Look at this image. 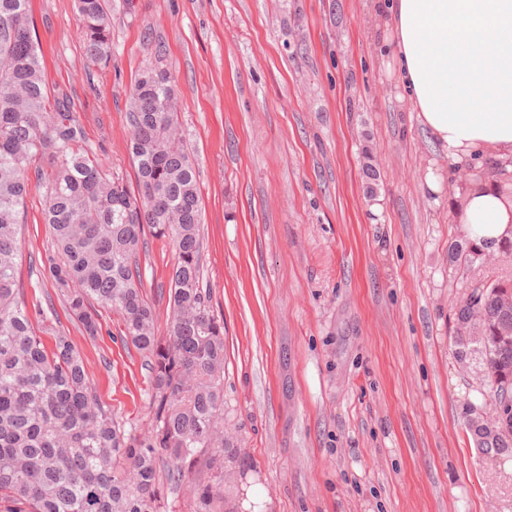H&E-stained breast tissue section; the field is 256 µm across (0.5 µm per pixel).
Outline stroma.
I'll list each match as a JSON object with an SVG mask.
<instances>
[{
	"label": "stroma",
	"mask_w": 512,
	"mask_h": 512,
	"mask_svg": "<svg viewBox=\"0 0 512 512\" xmlns=\"http://www.w3.org/2000/svg\"><path fill=\"white\" fill-rule=\"evenodd\" d=\"M388 0H112V61L85 56L75 0H31L52 97L107 172L135 186L127 118L140 68L162 60L202 201L203 284L224 321V425L237 455L227 508L246 512H512V459L478 453L462 417L484 407L485 368L458 358L454 308L473 272L454 172L387 62ZM380 175L368 197L362 150ZM45 189L31 182L20 297L69 337L126 434L154 424L149 357L98 310L86 334L46 263ZM144 291L168 316L172 242L145 231Z\"/></svg>",
	"instance_id": "stroma-1"
}]
</instances>
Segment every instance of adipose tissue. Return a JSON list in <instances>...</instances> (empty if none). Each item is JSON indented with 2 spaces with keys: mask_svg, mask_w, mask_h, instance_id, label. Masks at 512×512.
<instances>
[{
  "mask_svg": "<svg viewBox=\"0 0 512 512\" xmlns=\"http://www.w3.org/2000/svg\"><path fill=\"white\" fill-rule=\"evenodd\" d=\"M408 103L449 165L482 150L512 158V0H394L386 22ZM470 238L512 237V202L469 188Z\"/></svg>",
  "mask_w": 512,
  "mask_h": 512,
  "instance_id": "ef3b65f1",
  "label": "adipose tissue"
}]
</instances>
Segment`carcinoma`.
Listing matches in <instances>:
<instances>
[{
	"mask_svg": "<svg viewBox=\"0 0 512 512\" xmlns=\"http://www.w3.org/2000/svg\"><path fill=\"white\" fill-rule=\"evenodd\" d=\"M89 61L111 62L112 0H77ZM175 80L163 66L142 68L129 120L137 191L107 173L84 146L76 115L50 100L29 0H0V501L16 512H160L164 482L190 479L191 512H224V322L201 288V205L195 166L177 121ZM45 187L44 223L57 253L48 270L86 333L99 332L91 302L121 312L125 337L152 358L156 425L128 438L90 387L68 336L47 346L16 287L29 170ZM173 242L167 335L156 333L138 257L145 228ZM488 249L505 267L487 285H469L456 324L480 336L489 377L488 413L512 389V239L469 237L450 258L468 265ZM479 448H511L512 418L494 434L468 421Z\"/></svg>",
	"mask_w": 512,
	"mask_h": 512,
	"instance_id": "cac0c4a2",
	"label": "carcinoma"
}]
</instances>
